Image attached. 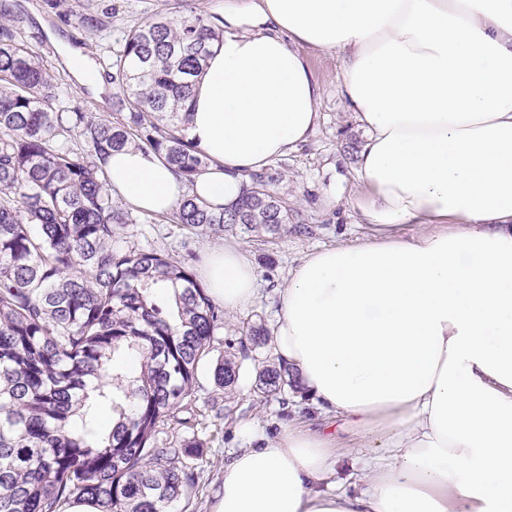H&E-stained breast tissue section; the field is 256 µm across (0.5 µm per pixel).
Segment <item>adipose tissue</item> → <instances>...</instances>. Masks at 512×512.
<instances>
[{"instance_id":"ef3b65f1","label":"adipose tissue","mask_w":512,"mask_h":512,"mask_svg":"<svg viewBox=\"0 0 512 512\" xmlns=\"http://www.w3.org/2000/svg\"><path fill=\"white\" fill-rule=\"evenodd\" d=\"M213 21L186 130L207 168L115 151L112 194L235 202L318 125L300 46L341 53L366 231L289 272L273 342L298 402L384 448L343 476L356 448L288 422L225 463L213 512H512V0H224ZM199 274L225 311L257 299L236 242Z\"/></svg>"}]
</instances>
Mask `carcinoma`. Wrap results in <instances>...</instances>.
Returning a JSON list of instances; mask_svg holds the SVG:
<instances>
[{"label":"carcinoma","instance_id":"obj_1","mask_svg":"<svg viewBox=\"0 0 512 512\" xmlns=\"http://www.w3.org/2000/svg\"><path fill=\"white\" fill-rule=\"evenodd\" d=\"M222 30L199 14L156 15L129 29L110 80L133 99L117 121L61 105L62 79L24 39L0 0V512H64L84 500L100 512H190L198 483L195 436L160 437L196 406L199 365L210 354L224 308L190 261L174 263L114 246L129 212L112 197L105 160L113 151H152L191 183L208 158L184 130L194 77ZM282 172L249 175L220 211L194 196L173 210L200 232L256 237L311 228ZM174 291L176 311L158 303ZM140 353L138 376L108 362ZM242 362L225 358L215 383L238 382ZM257 389L286 400L300 389L282 360L261 362ZM115 415L99 428V410Z\"/></svg>","mask_w":512,"mask_h":512}]
</instances>
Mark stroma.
Segmentation results:
<instances>
[{"mask_svg":"<svg viewBox=\"0 0 512 512\" xmlns=\"http://www.w3.org/2000/svg\"><path fill=\"white\" fill-rule=\"evenodd\" d=\"M13 2L30 47L42 56L45 65L63 72L66 102L82 107L99 120L116 119L118 112L114 103L123 95L121 88L108 79L99 91L79 87L75 79L64 72L59 42L87 50L102 70L107 66L108 49H120L124 32L148 18L157 14L179 17L190 12L209 17L224 6V0H98L100 9L108 11L109 16L103 29L95 32L75 17L83 0H67L72 11L68 17L47 11L43 0ZM302 53L322 88L318 103L320 119L308 142L277 158L276 163L284 175L280 191L287 193L294 207L312 217L310 233L269 234L261 241L237 230L202 235L174 223L171 215L149 218L138 212L134 223L126 225L121 235L128 244L155 251L174 262L183 261L191 254L205 257L209 248L232 240L251 255L258 269V300L245 310L225 314L223 325L215 332L209 357L198 369L196 407L203 415L205 427L198 432L204 448L198 461L196 512H212L211 493L224 476V464L237 449L247 447L252 431L275 438L281 425L291 417L303 420L314 429L324 424L313 409L285 405L264 398L257 391L258 363L274 356L273 345L256 349L253 359L244 361L243 375L236 386L224 389L214 382L217 361L229 355L230 345L239 344L243 326L273 328L276 290L285 283L289 271L311 251L353 241L365 231L359 210L350 204L359 191L355 149L363 143L365 132L339 93L342 57L333 51L310 47L303 48ZM218 410L223 413L219 419L214 416Z\"/></svg>","mask_w":512,"mask_h":512,"instance_id":"obj_1","label":"stroma"}]
</instances>
